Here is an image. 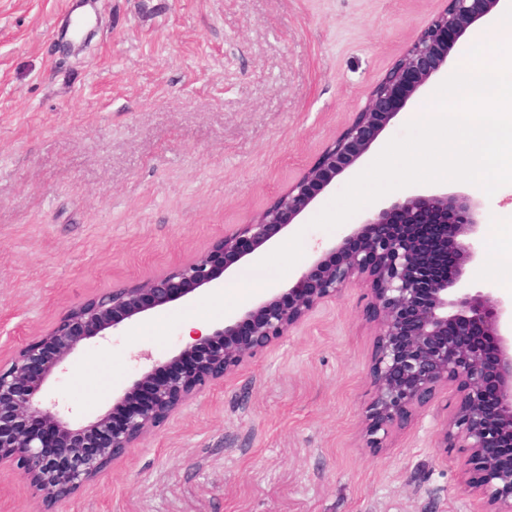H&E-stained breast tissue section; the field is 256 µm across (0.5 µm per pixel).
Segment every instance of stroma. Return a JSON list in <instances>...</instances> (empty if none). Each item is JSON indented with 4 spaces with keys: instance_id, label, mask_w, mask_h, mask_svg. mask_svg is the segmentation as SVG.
Masks as SVG:
<instances>
[{
    "instance_id": "obj_1",
    "label": "stroma",
    "mask_w": 512,
    "mask_h": 512,
    "mask_svg": "<svg viewBox=\"0 0 512 512\" xmlns=\"http://www.w3.org/2000/svg\"><path fill=\"white\" fill-rule=\"evenodd\" d=\"M445 0H0V361L66 309L194 258L267 208L366 102ZM83 13L94 36L73 53ZM470 283L512 244V185L484 200ZM353 286L204 387L54 512H482L439 446L437 390L366 444L376 352ZM167 344L85 346L48 395L79 425ZM0 471V512H41Z\"/></svg>"
}]
</instances>
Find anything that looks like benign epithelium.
I'll use <instances>...</instances> for the list:
<instances>
[{
	"label": "benign epithelium",
	"mask_w": 512,
	"mask_h": 512,
	"mask_svg": "<svg viewBox=\"0 0 512 512\" xmlns=\"http://www.w3.org/2000/svg\"><path fill=\"white\" fill-rule=\"evenodd\" d=\"M500 2L447 0L365 105L266 209L181 266L70 306L0 364V470L17 471L49 506L74 496L206 385L288 335L320 303L361 285L377 336L367 445L382 447L391 428L454 384L459 403L441 447L467 453L464 482L488 512H512V462L500 456L512 448V298L464 281L465 267L480 259L476 240L486 224L481 200L467 192L427 187L374 204L341 240L318 243L288 288L256 298L204 335L193 332L165 363L135 356L149 365L84 424L72 425L44 394L79 348L171 303L218 291L233 265L269 246L273 230L297 225Z\"/></svg>",
	"instance_id": "7a95c632"
}]
</instances>
